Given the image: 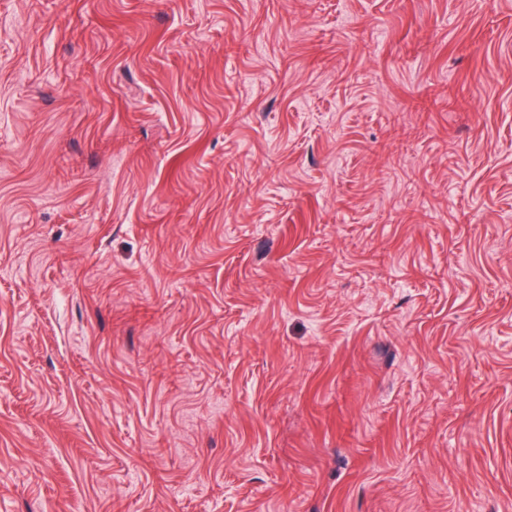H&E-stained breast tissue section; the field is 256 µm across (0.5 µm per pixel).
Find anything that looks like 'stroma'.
Here are the masks:
<instances>
[{"instance_id":"obj_1","label":"stroma","mask_w":512,"mask_h":512,"mask_svg":"<svg viewBox=\"0 0 512 512\" xmlns=\"http://www.w3.org/2000/svg\"><path fill=\"white\" fill-rule=\"evenodd\" d=\"M0 512H512V0H0Z\"/></svg>"}]
</instances>
